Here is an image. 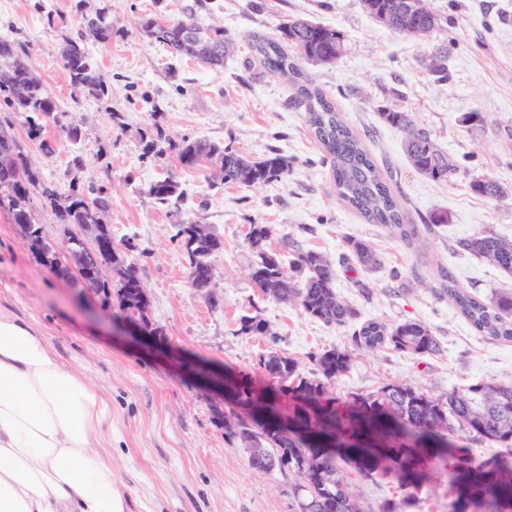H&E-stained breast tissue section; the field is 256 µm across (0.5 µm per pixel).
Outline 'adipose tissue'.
<instances>
[{
  "mask_svg": "<svg viewBox=\"0 0 512 512\" xmlns=\"http://www.w3.org/2000/svg\"><path fill=\"white\" fill-rule=\"evenodd\" d=\"M110 413L45 339L0 313V512H128Z\"/></svg>",
  "mask_w": 512,
  "mask_h": 512,
  "instance_id": "adipose-tissue-1",
  "label": "adipose tissue"
}]
</instances>
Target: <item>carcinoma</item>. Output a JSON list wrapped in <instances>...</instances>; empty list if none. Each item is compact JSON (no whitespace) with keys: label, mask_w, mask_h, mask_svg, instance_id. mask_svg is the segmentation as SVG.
Instances as JSON below:
<instances>
[{"label":"carcinoma","mask_w":512,"mask_h":512,"mask_svg":"<svg viewBox=\"0 0 512 512\" xmlns=\"http://www.w3.org/2000/svg\"><path fill=\"white\" fill-rule=\"evenodd\" d=\"M85 0H76L82 26L75 36H64L57 56L67 72L74 95H91L99 100L108 95V83L93 63L88 44H107L121 33L112 25L105 7L86 11ZM408 0H364L367 12L391 31L425 36L437 25V17L423 5L424 15L409 17ZM207 0H188L178 17L164 20L140 16L139 33L162 46L173 58L191 57L214 70L234 43L224 28L203 22ZM296 50L291 56L285 50ZM251 47L261 65L289 79L296 101L308 113L317 143L329 156L339 196L371 224H382L395 237L410 245L417 235L414 224L404 221L397 197L360 138L337 112L335 104L312 86L302 63L331 65L343 54L339 31L301 19L278 27L274 36L254 34ZM0 108L22 113L34 138L43 123L52 121L65 131L72 145L80 143L81 128L63 123L68 111L62 109L49 87L28 63L26 45L0 36ZM382 118L405 135V151L416 171L436 181L448 180L454 168L437 147L429 130L417 125L409 112L387 111ZM173 154L189 168L213 159L221 163V180L241 186L278 181L288 175V159L272 151L265 158L251 160L229 145L202 138L171 137L156 129L144 146L143 156ZM82 169L81 156L71 160L70 181L60 189L41 181L17 141L0 132V210L12 222L34 225L31 195L37 193L48 205L58 224H86L101 220L112 208L107 188L80 182L75 172ZM473 189L486 197L503 198L508 191L489 177L478 179ZM149 194L160 205H170L182 196L171 178L156 181ZM194 233L191 224L178 225L175 241L189 266V283L197 290L210 287L214 277L213 258L223 243L215 235L193 247L187 245ZM269 224H252L248 240L256 248L250 279L262 298L293 303L304 314L325 324L344 325L357 318V311L341 300L332 287L335 270L329 260L315 251L298 252L288 264L262 248L272 237ZM457 248L484 258L501 271L512 274V241L493 233L462 238ZM348 249L362 269L371 271L379 260L365 242L351 238ZM118 277L116 303L119 318L139 319L149 307L140 290L134 264L124 256L112 258ZM440 295L482 336L512 341V295L480 300L461 288L448 269L437 272ZM240 332L267 336L276 343L266 322L258 317L241 319ZM358 350L376 351L390 346L411 355L435 354L441 343L419 321L388 325L366 321L352 336ZM351 353L330 349L314 355L315 376L297 370L296 362L275 351L258 360L261 374L274 384V391L260 395L251 381L237 385L240 410L224 412V435L245 445L250 467L259 472H279L296 477L294 494L306 504L300 512H359L343 465L354 463L368 476L383 468L404 485H418L423 467L429 464L448 485L459 489L450 512H507L512 509V382L489 381L452 388L434 395L416 386L385 383L368 394H356L342 404L328 393V384L346 374ZM472 442L495 444L498 451L481 463L455 443L458 432Z\"/></svg>","instance_id":"1"}]
</instances>
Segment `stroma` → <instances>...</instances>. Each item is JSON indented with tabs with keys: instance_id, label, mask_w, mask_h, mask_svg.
Returning a JSON list of instances; mask_svg holds the SVG:
<instances>
[{
	"instance_id": "obj_1",
	"label": "stroma",
	"mask_w": 512,
	"mask_h": 512,
	"mask_svg": "<svg viewBox=\"0 0 512 512\" xmlns=\"http://www.w3.org/2000/svg\"><path fill=\"white\" fill-rule=\"evenodd\" d=\"M107 7L123 36L89 52L111 86L107 100L74 99L55 45L76 34L80 14L71 0H0V32L14 27L29 63L82 130L72 146L61 128L45 125L30 138L24 115L1 127L13 136L45 181L67 184L73 153H80L84 182L112 191L105 221L114 241L135 237L141 251L127 254L161 330L146 343L120 336L104 312H89L76 291L30 248L22 228L0 212V310L28 321L77 374L112 400V469L131 502L151 512H299L294 477L252 469L248 453L216 423L227 404L216 377L259 378L258 356L267 340L239 331L241 316L264 319L278 337L277 351L312 375L314 353H352L351 367L328 386L339 400L401 382L441 394L452 387L512 380V342L475 332L451 302L435 296L437 266L451 271L471 295L512 293V276L489 262L456 251L458 239L490 232L512 239V0H427L438 26L427 37L394 33L371 17L363 0H208L206 23L223 27L235 49L222 70L175 59L142 37L140 16H177L184 0H87ZM63 20L49 25L47 10ZM301 18L340 31L342 57L332 65L306 66L309 78L359 133L366 149L399 196L419 237L407 247L389 229L370 224L339 196L329 161L316 142L308 115L286 79L266 71L248 44L280 24ZM444 52L448 77L427 67ZM403 110L428 128L455 166L448 181L418 173L403 148V134L382 112ZM479 121H469V113ZM169 135L221 142L257 160L277 150L289 162L281 181L242 187L224 183L219 161L198 169L175 156L145 163L144 140L155 127ZM55 143L53 155L41 140ZM497 180L510 195L475 193L473 180ZM179 182L184 198L162 207L149 193L157 180ZM181 222L206 225L224 244L214 259L212 292L188 284V262L173 240ZM253 224H269L266 251L284 262L295 249L325 254L334 265L333 287L359 313V321L394 325L416 320L442 344L433 355L352 347L353 325H327L299 307L261 299L249 273ZM368 243L381 260L365 272L343 261L348 238ZM369 292H362L361 283ZM361 512H382L412 497L408 512H448L457 492L426 473L420 487L400 486L393 475L344 471Z\"/></svg>"
}]
</instances>
